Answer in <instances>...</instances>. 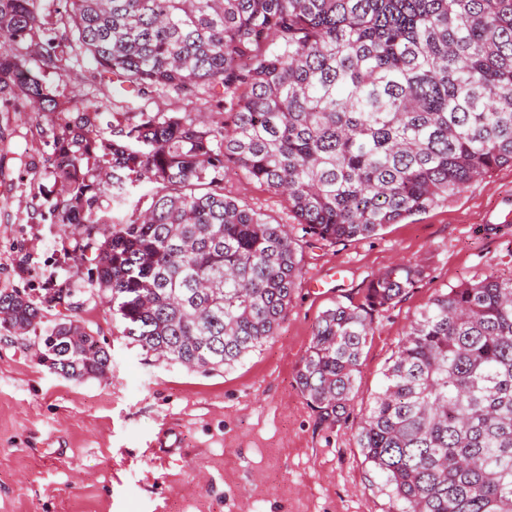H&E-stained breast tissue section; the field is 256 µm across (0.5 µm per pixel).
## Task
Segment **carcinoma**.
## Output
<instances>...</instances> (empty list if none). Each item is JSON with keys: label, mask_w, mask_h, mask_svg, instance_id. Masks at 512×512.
<instances>
[{"label": "carcinoma", "mask_w": 512, "mask_h": 512, "mask_svg": "<svg viewBox=\"0 0 512 512\" xmlns=\"http://www.w3.org/2000/svg\"><path fill=\"white\" fill-rule=\"evenodd\" d=\"M0 0V105L52 112L46 170L60 193L46 224L84 229L88 291L126 336L165 362L232 368L271 340L302 276L283 224L224 193L234 168L285 197L307 233L368 238L512 165V0ZM137 98L193 89L222 111L112 114L46 80L64 49ZM37 57L38 66L29 65ZM146 209L114 222L98 206L127 183ZM378 276L359 305L320 315L296 385L322 422L347 413L376 314L422 278ZM42 304L0 290V330L54 351L58 376L111 369L85 332L41 333ZM356 439L399 512H512V278L434 296L383 371Z\"/></svg>", "instance_id": "carcinoma-1"}]
</instances>
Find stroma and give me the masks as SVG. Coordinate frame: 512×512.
I'll use <instances>...</instances> for the list:
<instances>
[{"label":"stroma","instance_id":"35a3bbf8","mask_svg":"<svg viewBox=\"0 0 512 512\" xmlns=\"http://www.w3.org/2000/svg\"><path fill=\"white\" fill-rule=\"evenodd\" d=\"M59 92L113 112H214L207 95L138 104L100 97L94 61L79 55L50 71ZM50 118L0 119V289L43 299L81 288L88 262H58L76 238L39 213L57 191L44 177ZM233 196L285 225L299 243L302 277L276 336L225 371L201 373L145 355L108 300L84 301L89 334L112 355L109 374L75 382L51 374L30 341L0 332V512H396L383 476L356 433L401 338L437 291L495 273L512 276V166L376 235L330 244L306 235L280 196L228 170ZM417 263L423 279L375 318L357 392L340 422L320 423L295 382L317 319L334 301L360 304L373 280ZM174 429L177 446L163 438Z\"/></svg>","mask_w":512,"mask_h":512}]
</instances>
